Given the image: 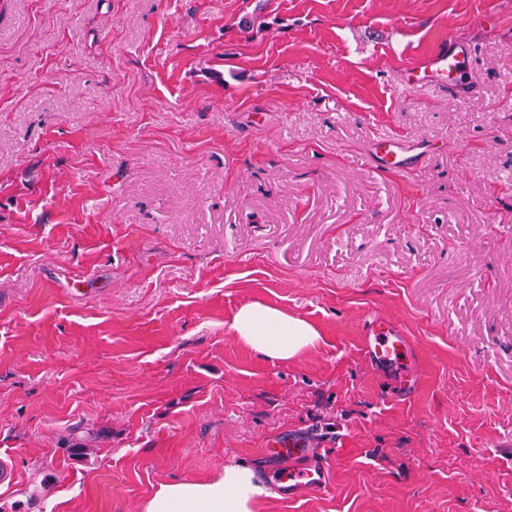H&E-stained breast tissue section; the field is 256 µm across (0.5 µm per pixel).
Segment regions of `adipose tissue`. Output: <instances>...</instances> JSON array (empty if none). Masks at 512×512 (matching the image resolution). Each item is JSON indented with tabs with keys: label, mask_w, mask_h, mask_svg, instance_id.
Wrapping results in <instances>:
<instances>
[{
	"label": "adipose tissue",
	"mask_w": 512,
	"mask_h": 512,
	"mask_svg": "<svg viewBox=\"0 0 512 512\" xmlns=\"http://www.w3.org/2000/svg\"><path fill=\"white\" fill-rule=\"evenodd\" d=\"M230 329L243 346L274 363L298 358L321 341L308 320L257 301L235 311ZM271 495L253 468L230 464L203 479L161 484L145 501L143 512H258Z\"/></svg>",
	"instance_id": "adipose-tissue-1"
}]
</instances>
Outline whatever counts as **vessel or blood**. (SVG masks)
Here are the masks:
<instances>
[{
	"label": "vessel or blood",
	"instance_id": "vessel-or-blood-1",
	"mask_svg": "<svg viewBox=\"0 0 512 512\" xmlns=\"http://www.w3.org/2000/svg\"><path fill=\"white\" fill-rule=\"evenodd\" d=\"M475 55L476 49L469 42L449 37L406 69V82L410 85H437L448 88L455 96H464L470 84L464 79L463 71ZM374 153L383 167L405 171L420 162L423 149L419 145L381 135L374 144ZM361 350L367 363L381 371H411L418 363L416 346L403 329L375 315L368 316L363 323ZM264 454L274 461L270 481L279 495L291 498L306 490L317 492L325 489L327 458L321 452L312 451L306 438L291 439L284 447L265 449ZM303 456L309 459L307 466L294 467V460Z\"/></svg>",
	"mask_w": 512,
	"mask_h": 512
}]
</instances>
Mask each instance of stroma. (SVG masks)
<instances>
[{
	"instance_id": "35a3bbf8",
	"label": "stroma",
	"mask_w": 512,
	"mask_h": 512,
	"mask_svg": "<svg viewBox=\"0 0 512 512\" xmlns=\"http://www.w3.org/2000/svg\"><path fill=\"white\" fill-rule=\"evenodd\" d=\"M450 33L474 93L405 87ZM252 301L321 343L261 360ZM300 433L328 485L261 512H512V0H0V512H142ZM426 151V147L388 135L378 136L374 144V153L383 167L396 171H406L414 167ZM361 350L372 368L381 371L406 368L408 372L403 378L401 394L411 393V384L407 377L413 373L418 363V355L416 345L401 327L375 314L369 315L362 327Z\"/></svg>"
}]
</instances>
